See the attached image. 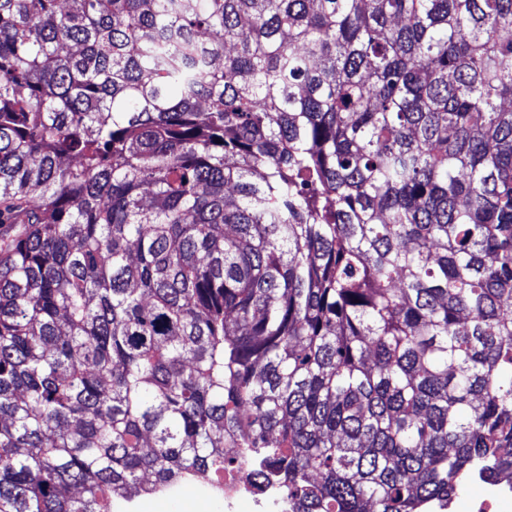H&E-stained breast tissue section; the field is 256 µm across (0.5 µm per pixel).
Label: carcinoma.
Returning a JSON list of instances; mask_svg holds the SVG:
<instances>
[{
    "label": "carcinoma",
    "instance_id": "obj_1",
    "mask_svg": "<svg viewBox=\"0 0 512 512\" xmlns=\"http://www.w3.org/2000/svg\"><path fill=\"white\" fill-rule=\"evenodd\" d=\"M512 475V0H0V512L238 473L288 512Z\"/></svg>",
    "mask_w": 512,
    "mask_h": 512
}]
</instances>
